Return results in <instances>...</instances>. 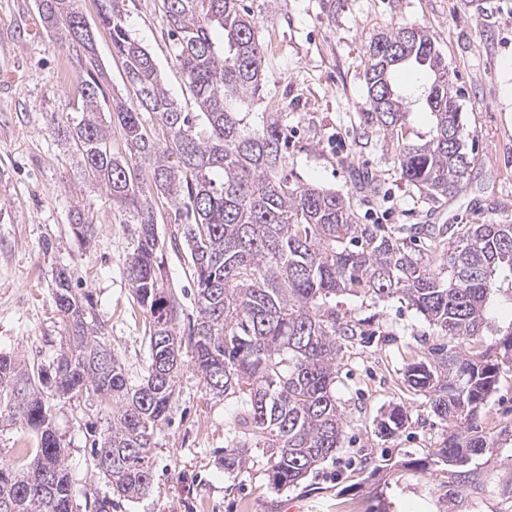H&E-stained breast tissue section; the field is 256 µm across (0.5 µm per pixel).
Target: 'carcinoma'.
<instances>
[{
  "mask_svg": "<svg viewBox=\"0 0 512 512\" xmlns=\"http://www.w3.org/2000/svg\"><path fill=\"white\" fill-rule=\"evenodd\" d=\"M99 2V19L135 89L134 99L112 101L126 150L115 153L108 146L98 105L103 89L93 77L94 38L81 28L75 0H41L38 8L53 43L73 49L91 76L78 88V116L53 113L50 128L76 148L88 180L136 224L126 278L146 314L150 361L143 379L132 382L105 344L88 298L75 293L70 275L60 269L53 302L63 336L56 356L43 364L0 353V427L26 431L36 440L33 448L0 455V512H74L72 475L53 425L52 398L96 400L108 425L94 440L95 468L120 498L146 493L154 433L170 419L185 345L205 389L242 404L224 470L242 471L251 450L260 448L273 488L299 483L341 447L336 361L342 342L364 335L336 315L341 295L397 296L456 342L430 348L405 369V382L428 399L445 425L441 447L413 464L422 470L442 467L450 501L465 491H485L480 460L499 439L480 429L476 418L503 367L512 369V325L479 354L467 345L483 335L491 295L512 291V224H450L426 232L359 223L349 198L288 178L282 113L241 111L260 95L268 51L241 0H166L177 40L175 61L196 112L183 111L169 96L151 54L126 30L119 0ZM366 56L363 123L390 136L396 172L423 199L455 197L472 171L455 71L415 23L376 34ZM403 67L433 77L416 90L433 117L429 137L420 142L404 137L409 107L399 78ZM145 112L168 137L161 141L148 132ZM133 168L144 170L143 182L186 215L183 236L197 309L186 341L176 328L173 291L164 282L155 215ZM72 230L84 241L94 234L79 211L72 215ZM423 233L442 251L437 272L406 242V236ZM407 421L406 411L395 406L376 420V433L393 437Z\"/></svg>",
  "mask_w": 512,
  "mask_h": 512,
  "instance_id": "carcinoma-1",
  "label": "carcinoma"
}]
</instances>
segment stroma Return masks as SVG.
I'll return each mask as SVG.
<instances>
[{"mask_svg":"<svg viewBox=\"0 0 512 512\" xmlns=\"http://www.w3.org/2000/svg\"><path fill=\"white\" fill-rule=\"evenodd\" d=\"M244 3L271 42L265 85L251 109L284 113L291 180L349 197L364 224H512V0H492L483 13L473 0ZM76 6L94 32L105 97L134 98L110 32L99 21L98 0H76ZM37 18V0H0V71L19 76L15 86H0V352L42 363L52 359L63 333L52 290L64 268L78 292L91 294L109 347L136 382L147 370L149 349L145 317L125 273L134 227L85 180L74 150L47 125L49 113L80 106L77 86L86 72L74 51L55 46L48 33H31ZM122 18L152 54L169 95L184 111H196L175 62L165 0H123ZM403 22L427 27L464 93L472 172L459 195L435 204L400 180L382 133L362 118L366 47L375 34ZM355 171L376 178L377 192L360 191L351 177ZM150 201L164 280L179 302L177 329L184 334L196 317L186 247L174 242L185 219L165 196L154 193ZM76 209L95 226L89 242L72 231ZM336 310L371 333L372 341L343 346L336 371L343 443L299 485L271 488L267 459L258 449L244 470L225 472L221 458L234 438L240 403L206 392L187 352L170 421L154 435L152 485L139 498L113 496L94 468L89 430L107 426L95 400H53L77 512H96L104 499L112 502L109 512H504L490 492L478 505L465 498L449 509L445 473L409 465L444 434L427 398L403 379L406 365L439 342L437 328L396 297L375 302L340 296ZM396 405L406 411L408 424L394 437H378L377 418ZM477 422L494 434L512 427V370H503Z\"/></svg>","mask_w":512,"mask_h":512,"instance_id":"35a3bbf8","label":"stroma"}]
</instances>
